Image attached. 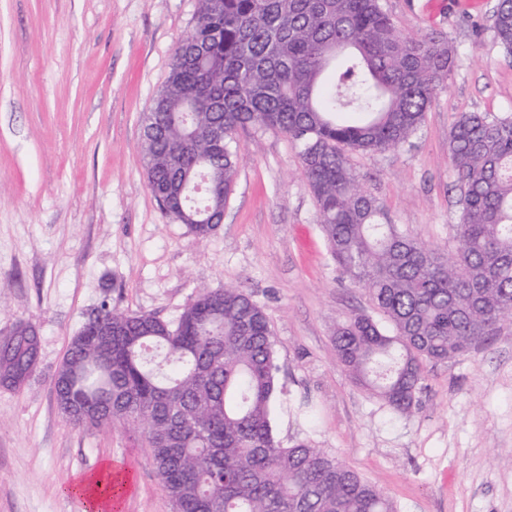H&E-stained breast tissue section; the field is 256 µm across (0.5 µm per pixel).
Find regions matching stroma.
Returning a JSON list of instances; mask_svg holds the SVG:
<instances>
[{
    "instance_id": "35a3bbf8",
    "label": "stroma",
    "mask_w": 512,
    "mask_h": 512,
    "mask_svg": "<svg viewBox=\"0 0 512 512\" xmlns=\"http://www.w3.org/2000/svg\"><path fill=\"white\" fill-rule=\"evenodd\" d=\"M497 0H383L404 35L435 33L457 58L403 146L348 152L392 223L444 253L459 245L450 158L464 112L512 114V56ZM198 0H0V337L32 322L40 356L19 390L0 387V512H81L74 486L104 462L129 488L119 512H173L140 433L77 428L54 378L101 306L176 323L202 288H239L266 313L277 382L271 427L288 447L330 450L398 512H512V325L426 364L417 404L393 412L337 362L336 327L385 324L331 259L299 150L287 134L238 130L224 221L205 238L165 215L147 186L143 125ZM495 38L504 52L512 55V0L497 1L493 14Z\"/></svg>"
}]
</instances>
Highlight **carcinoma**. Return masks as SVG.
<instances>
[{
    "label": "carcinoma",
    "mask_w": 512,
    "mask_h": 512,
    "mask_svg": "<svg viewBox=\"0 0 512 512\" xmlns=\"http://www.w3.org/2000/svg\"><path fill=\"white\" fill-rule=\"evenodd\" d=\"M495 38L512 55V0ZM455 63L442 36L402 35L381 0H200L145 116L148 187L198 237L224 219L248 125L280 130L299 156L337 267L393 325L368 316L336 328V359L407 414L425 364L473 349L512 324V116L464 112L451 131L460 248L446 256L389 222L343 148L383 152L420 127ZM40 340L18 321L0 340V386L23 387ZM274 336L235 289L204 290L172 327L102 308L72 337L55 374L76 427L139 426L176 512H397L323 448L272 433Z\"/></svg>",
    "instance_id": "obj_1"
}]
</instances>
